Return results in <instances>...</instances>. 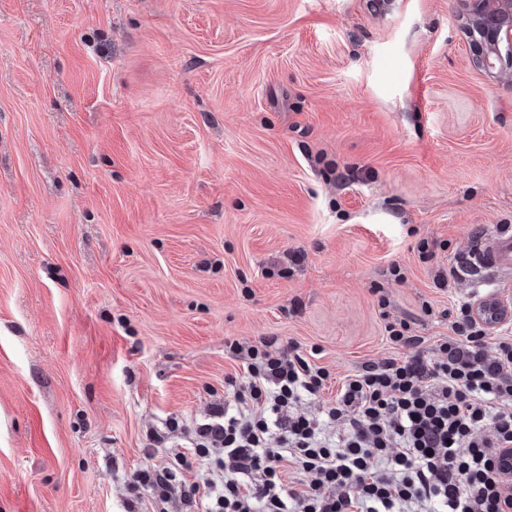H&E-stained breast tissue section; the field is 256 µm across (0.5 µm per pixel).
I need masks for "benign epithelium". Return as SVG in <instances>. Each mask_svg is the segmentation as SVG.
<instances>
[{
  "label": "benign epithelium",
  "instance_id": "1",
  "mask_svg": "<svg viewBox=\"0 0 512 512\" xmlns=\"http://www.w3.org/2000/svg\"><path fill=\"white\" fill-rule=\"evenodd\" d=\"M468 37L477 48L476 64L493 82L512 81V0H462ZM512 313L504 300L486 305L482 314L494 325Z\"/></svg>",
  "mask_w": 512,
  "mask_h": 512
}]
</instances>
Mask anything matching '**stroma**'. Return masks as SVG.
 I'll return each mask as SVG.
<instances>
[{
    "label": "stroma",
    "mask_w": 512,
    "mask_h": 512,
    "mask_svg": "<svg viewBox=\"0 0 512 512\" xmlns=\"http://www.w3.org/2000/svg\"><path fill=\"white\" fill-rule=\"evenodd\" d=\"M470 57L458 0H0V512H124L225 340L344 376L390 352L377 287L450 335L473 284L431 266L512 225V83Z\"/></svg>",
    "instance_id": "35a3bbf8"
}]
</instances>
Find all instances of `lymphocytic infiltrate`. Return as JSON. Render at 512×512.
<instances>
[{
	"label": "lymphocytic infiltrate",
	"mask_w": 512,
	"mask_h": 512,
	"mask_svg": "<svg viewBox=\"0 0 512 512\" xmlns=\"http://www.w3.org/2000/svg\"><path fill=\"white\" fill-rule=\"evenodd\" d=\"M388 306L379 294L393 355L340 378L321 420L298 409L331 380L319 348L225 340L243 368L224 378L228 403L195 423L170 461L133 473L127 512L144 490L188 512H512V473L499 469L502 451L512 452V329L460 300L451 335L429 344ZM326 425L341 426L336 440L322 437ZM196 462L208 472L186 483Z\"/></svg>",
	"instance_id": "1"
}]
</instances>
